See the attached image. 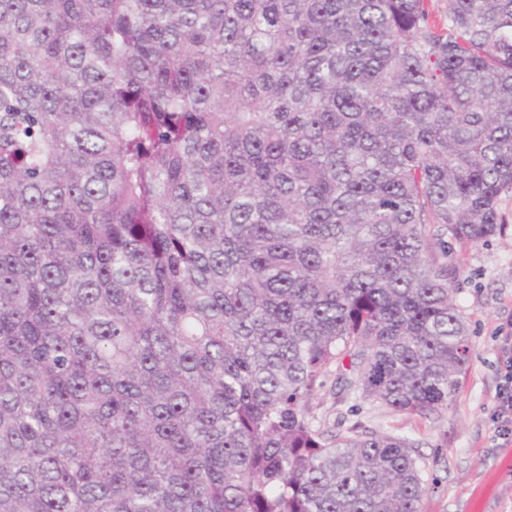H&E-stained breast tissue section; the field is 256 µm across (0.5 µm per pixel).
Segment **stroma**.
Returning a JSON list of instances; mask_svg holds the SVG:
<instances>
[{
  "label": "stroma",
  "instance_id": "35a3bbf8",
  "mask_svg": "<svg viewBox=\"0 0 512 512\" xmlns=\"http://www.w3.org/2000/svg\"><path fill=\"white\" fill-rule=\"evenodd\" d=\"M509 229L478 245L449 242L458 274L454 298L470 333V362L447 408L407 415L341 392L335 377L308 407L315 425H359L414 439L426 493L422 512H512V444L502 445L491 413L504 358L501 333H512V197L499 206Z\"/></svg>",
  "mask_w": 512,
  "mask_h": 512
}]
</instances>
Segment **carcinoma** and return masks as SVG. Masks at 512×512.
<instances>
[{
	"instance_id": "1",
	"label": "carcinoma",
	"mask_w": 512,
	"mask_h": 512,
	"mask_svg": "<svg viewBox=\"0 0 512 512\" xmlns=\"http://www.w3.org/2000/svg\"><path fill=\"white\" fill-rule=\"evenodd\" d=\"M0 0V512H421L330 434L470 358L448 241L512 195V0Z\"/></svg>"
}]
</instances>
